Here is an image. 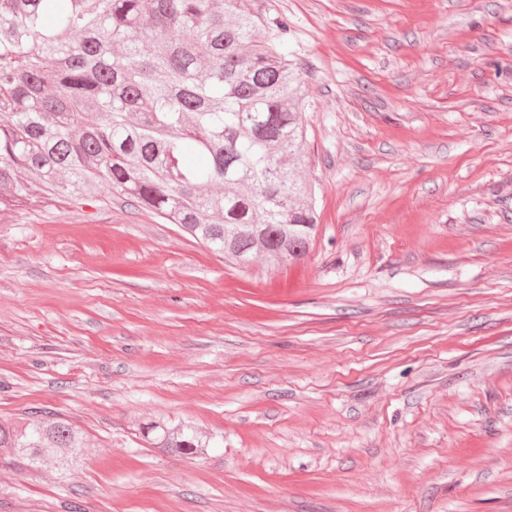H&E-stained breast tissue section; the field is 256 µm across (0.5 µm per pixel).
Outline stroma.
<instances>
[{
	"mask_svg": "<svg viewBox=\"0 0 512 512\" xmlns=\"http://www.w3.org/2000/svg\"><path fill=\"white\" fill-rule=\"evenodd\" d=\"M253 7L308 87V252L243 267L106 189L1 214L0 415L86 445L0 466V512H512V0ZM151 431L155 433L153 444L156 448L175 449L182 454H198L203 448H209L210 441L204 439L192 427L169 430L163 424L155 423Z\"/></svg>",
	"mask_w": 512,
	"mask_h": 512,
	"instance_id": "35a3bbf8",
	"label": "stroma"
}]
</instances>
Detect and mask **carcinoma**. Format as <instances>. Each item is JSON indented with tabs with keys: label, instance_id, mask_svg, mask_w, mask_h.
I'll use <instances>...</instances> for the list:
<instances>
[{
	"label": "carcinoma",
	"instance_id": "obj_1",
	"mask_svg": "<svg viewBox=\"0 0 512 512\" xmlns=\"http://www.w3.org/2000/svg\"><path fill=\"white\" fill-rule=\"evenodd\" d=\"M251 0H0V213L105 184L210 250L302 257L316 230L300 170L301 65ZM157 448L198 454L190 427ZM81 432L0 418V454L77 468Z\"/></svg>",
	"mask_w": 512,
	"mask_h": 512
}]
</instances>
